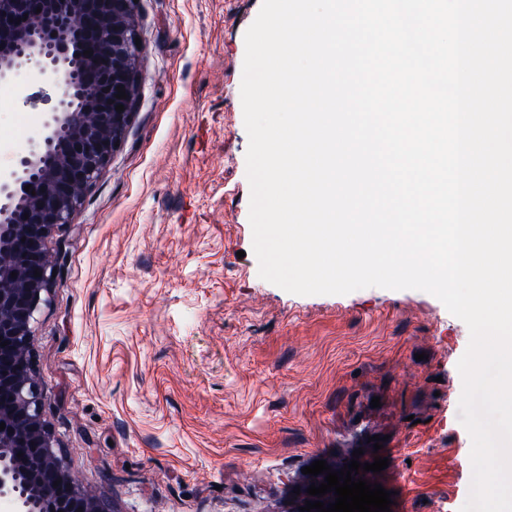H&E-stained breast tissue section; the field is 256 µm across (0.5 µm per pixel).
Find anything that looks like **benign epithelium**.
<instances>
[{
    "label": "benign epithelium",
    "mask_w": 512,
    "mask_h": 512,
    "mask_svg": "<svg viewBox=\"0 0 512 512\" xmlns=\"http://www.w3.org/2000/svg\"><path fill=\"white\" fill-rule=\"evenodd\" d=\"M135 6L134 0H0V81L35 64L59 92L40 148L19 170L0 175V336L8 342L0 346V498L13 500L16 512H110L79 485L54 446L32 336L53 286L47 242L74 223L132 116L140 51ZM119 86L127 98H116ZM118 104L124 111L115 110Z\"/></svg>",
    "instance_id": "obj_1"
}]
</instances>
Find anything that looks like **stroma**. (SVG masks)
Listing matches in <instances>:
<instances>
[{
	"instance_id": "1",
	"label": "stroma",
	"mask_w": 512,
	"mask_h": 512,
	"mask_svg": "<svg viewBox=\"0 0 512 512\" xmlns=\"http://www.w3.org/2000/svg\"><path fill=\"white\" fill-rule=\"evenodd\" d=\"M261 6L138 0L134 113L48 244L32 353L43 418L111 512H296L305 466L357 449L388 459L373 480L392 512H460L466 324L423 291L301 296L259 275L240 87ZM9 85L0 172L40 144L57 94L35 65Z\"/></svg>"
}]
</instances>
